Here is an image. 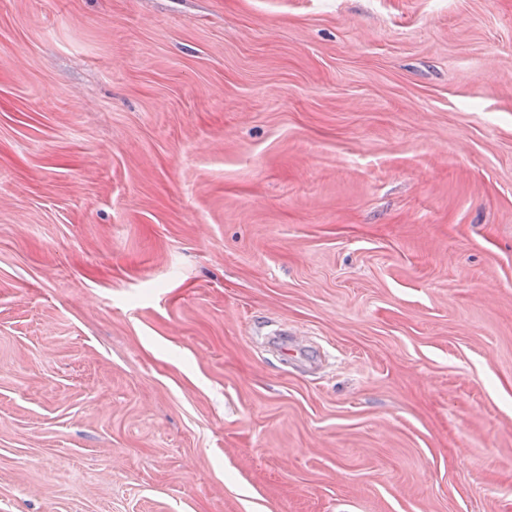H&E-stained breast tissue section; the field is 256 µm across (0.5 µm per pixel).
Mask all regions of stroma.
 <instances>
[{"mask_svg":"<svg viewBox=\"0 0 512 512\" xmlns=\"http://www.w3.org/2000/svg\"><path fill=\"white\" fill-rule=\"evenodd\" d=\"M0 512H512V0H0Z\"/></svg>","mask_w":512,"mask_h":512,"instance_id":"stroma-1","label":"stroma"}]
</instances>
